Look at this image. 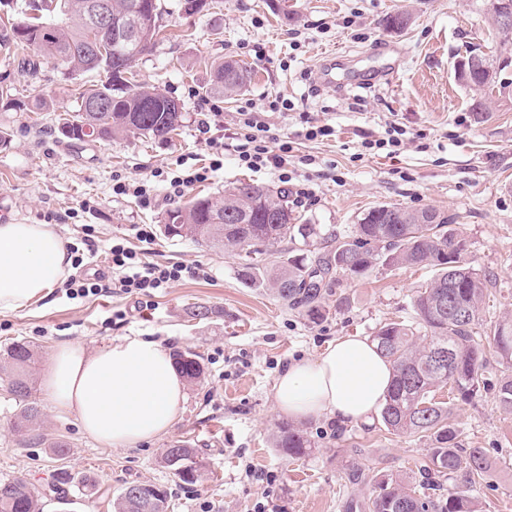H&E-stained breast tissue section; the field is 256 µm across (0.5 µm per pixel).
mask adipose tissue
Wrapping results in <instances>:
<instances>
[{"mask_svg": "<svg viewBox=\"0 0 512 512\" xmlns=\"http://www.w3.org/2000/svg\"><path fill=\"white\" fill-rule=\"evenodd\" d=\"M65 243L48 224H0V313H17L43 300L68 275ZM393 366L366 339L342 336L314 359L288 363L273 387L277 410L304 421L338 424L376 414ZM53 406L73 416L102 446L128 448L166 435L180 418L186 385L168 351L139 336L90 348L65 341L42 374Z\"/></svg>", "mask_w": 512, "mask_h": 512, "instance_id": "adipose-tissue-1", "label": "adipose tissue"}]
</instances>
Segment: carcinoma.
Instances as JSON below:
<instances>
[{
    "instance_id": "obj_1",
    "label": "carcinoma",
    "mask_w": 512,
    "mask_h": 512,
    "mask_svg": "<svg viewBox=\"0 0 512 512\" xmlns=\"http://www.w3.org/2000/svg\"><path fill=\"white\" fill-rule=\"evenodd\" d=\"M91 0H26L23 31L0 27V48L14 42L36 47L52 59L65 75L98 72L105 80L78 92L77 113L58 120L59 134L69 140L90 137L110 140L139 135L166 139L182 119L177 101L134 79L123 83L109 74L116 55L139 59L156 47L160 30L158 0H112V13L131 18L123 39L104 44L105 53L88 48L93 35L88 24ZM497 71L463 70L459 80L467 85L492 87ZM250 75L232 61L213 67V83L226 93L242 90ZM453 219L433 208L408 209L381 204L367 211L355 233L313 259L302 255L268 258L269 248L314 232L310 224L297 223L288 194L262 185L242 182L214 195L198 197L188 205L169 210L161 228L172 238L232 252L239 256L238 275L247 285L271 292L291 309L312 320L324 317L323 300L335 283V273L362 276L377 265L429 266L435 271L428 285L414 298V320H395L381 326L371 339L393 364L394 380L380 410L384 427L395 435L417 437L429 444L419 473L413 476L377 477L363 512H482L475 485L484 481L489 460L481 448H462L453 420L456 400L469 402L484 384L485 346L512 365V318L494 328L477 331L479 314L489 297L490 279L466 259L467 240ZM17 376L12 390L29 394L26 375L36 365L35 352L14 343L4 353ZM177 370L190 382L204 373L200 356L176 350ZM448 390V400L436 393ZM39 417L34 406L21 409L14 421L17 430ZM275 445L291 458L309 454L307 433L290 423L279 428ZM197 451L185 443L165 449L163 463L185 484H195L201 474ZM452 479L455 486L444 488ZM171 493L164 485L136 482L127 485L116 503L117 512H168ZM0 512H40L35 493L20 479L0 481Z\"/></svg>"
}]
</instances>
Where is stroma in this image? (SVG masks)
<instances>
[{"label":"stroma","instance_id":"obj_1","mask_svg":"<svg viewBox=\"0 0 512 512\" xmlns=\"http://www.w3.org/2000/svg\"><path fill=\"white\" fill-rule=\"evenodd\" d=\"M400 9L411 13V24L385 28V18ZM487 9L488 0H211L189 15L183 0H161L164 38L133 71L182 108L180 129L164 141L137 135L58 140L57 116L75 110L76 89L97 83L98 74L66 78L32 46L1 49L0 86H14L15 102H0V131L8 134L0 147V207L21 223L52 225L68 243L79 225H95L99 263L113 237L132 238V225L158 231L168 210L242 181L287 189L300 223L315 229L296 242L311 258L327 252L334 238L352 234L371 207L434 208L453 217L474 267L492 279L493 297L481 314L483 328H490L512 316V63L499 68L487 96L457 79L470 51H500ZM222 59L250 70L240 93L214 88L211 64ZM38 97L48 108H33ZM278 97L288 99L290 110L269 111ZM483 97L490 110L480 122L472 104ZM213 104L219 116H212ZM246 106L293 141V185L282 186L274 170L241 167L230 149L210 180L181 194L155 178L160 169L209 165L207 137L222 136ZM308 120L332 125L334 135L300 138ZM206 122L212 129L205 135ZM392 123L405 130L398 154L364 148L365 139L384 137ZM133 179L151 182L150 206L113 193L117 181ZM300 187L305 195H297ZM148 258L198 266L204 275L184 277L146 305L116 290L70 300L54 288L26 311L0 314V353L23 342L44 365L60 341L94 347L124 336L194 351L205 373L187 384L183 415L152 443L106 448L54 409L36 373L30 401L40 419L19 432L13 420L21 405L9 389L10 367L0 363V480L27 481L42 512L61 510L50 487L62 470L96 483L95 494L76 498L71 512H114L124 487L138 481L167 484L169 512H347L372 491L371 483L351 481L355 470L415 475L426 441L389 434L375 419L347 426L302 422L311 452L283 456L274 443L284 417L273 385L290 361L316 357L338 337H369L384 323L412 318L414 296L432 279V268L379 266L363 277H340L325 299L324 318L313 321L268 291L245 286L233 253L158 232ZM197 305L212 307L213 315L191 317ZM485 359V388L453 413L461 446L484 449L491 463L478 493L482 512H512V411L497 398L508 369L493 353ZM56 442L65 454L54 452ZM176 442L197 450L196 485L179 484L161 462Z\"/></svg>","mask_w":512,"mask_h":512}]
</instances>
